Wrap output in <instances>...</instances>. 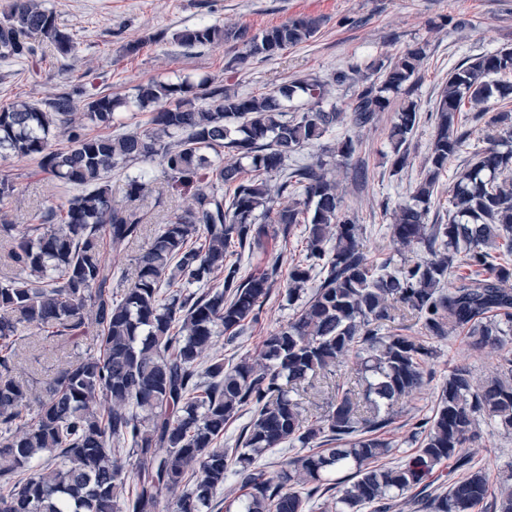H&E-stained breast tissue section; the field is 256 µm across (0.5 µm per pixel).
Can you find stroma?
<instances>
[{
    "label": "stroma",
    "instance_id": "35a3bbf8",
    "mask_svg": "<svg viewBox=\"0 0 512 512\" xmlns=\"http://www.w3.org/2000/svg\"><path fill=\"white\" fill-rule=\"evenodd\" d=\"M60 27L71 32L77 42L74 55H57L53 45L33 38L35 48L29 61L0 63V105L15 98L41 100L61 89L83 88L115 97L133 98L136 86L152 81L197 80L211 74L225 87L245 95H265L297 79L316 78L327 84V101L349 109L357 81L339 85L337 71L366 68L388 61L415 44H423V60L410 94L395 96V103L414 101L419 123L408 141V161L394 169L388 140L394 120L393 110L378 113L372 124L336 126L315 144L293 153L289 164L328 162L329 175L343 200L342 211L363 229L361 243L373 264L391 259L393 267L403 261L423 258L422 248L397 249L390 238V224L399 207L409 204L412 190L426 164L434 138L435 102L450 69L466 59L512 48V0H47ZM313 16L321 25L309 41L288 48L269 60L250 59L238 64L234 43L186 48L173 41L175 31L203 24H221L226 29L249 33L280 25L291 18ZM136 53H127L128 45ZM469 132L461 152L443 173L428 221H448V186L454 172L463 166L475 148L483 147L489 132L486 119L469 115ZM352 138L355 152L346 165L333 166L338 142ZM149 170L146 200V230L120 252L105 255L116 275L132 280L135 259L148 246L159 224L167 222L173 209L190 205L189 196L172 189L158 162L132 164L127 173H112L109 184L114 201H123L126 175ZM12 178L16 191L11 203L0 206V217L23 232L37 209L60 205L69 188L41 170L36 161L12 156L0 157V175ZM304 227L295 225L289 238L270 241L267 252H242L238 257L240 276L276 269L271 296L261 307L257 320L235 340L216 337L204 352V359H223L231 367L254 360L263 340L279 330L293 316L286 299L288 272L304 247ZM19 371L42 380L53 377L57 368L74 364L96 344L94 334L66 344L46 338L37 329L21 328ZM432 355L424 364V387L395 408L394 422L384 437L392 447L387 466L413 456L415 434L435 407L437 395L448 372L458 365L469 366L476 376H484L498 364L503 351L476 350L462 333L430 340ZM479 435L467 448L475 467L489 477V492L497 494L503 478L512 473V434L481 421Z\"/></svg>",
    "mask_w": 512,
    "mask_h": 512
}]
</instances>
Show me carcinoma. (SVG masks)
<instances>
[{
  "label": "carcinoma",
  "mask_w": 512,
  "mask_h": 512,
  "mask_svg": "<svg viewBox=\"0 0 512 512\" xmlns=\"http://www.w3.org/2000/svg\"><path fill=\"white\" fill-rule=\"evenodd\" d=\"M319 23L300 17L250 35L217 25L173 34L183 46H211L232 37L241 60L271 59L312 38ZM34 34L57 53L76 51L44 0H9L0 12V62L33 55ZM426 57L416 46L366 74L349 115L324 109V84L299 80L274 94L243 95L216 77L152 81L136 87L135 106L151 105V128L112 133L116 111L128 102L99 93L78 105L83 91H58L39 104L0 105V155L29 158L76 190L60 206L36 212L27 234L7 257L18 275L0 281V512H160L162 489L176 493L175 512H202L234 469L241 494L236 512H306L322 487L336 489L338 512H374L420 488L426 512H473L488 494V479L470 469L448 492L427 493L424 482L442 462L469 463L462 448L478 436L479 420L512 433V358L483 381L456 366L441 386L435 413L422 425L417 453L403 463L376 465L391 450L382 432L394 406L425 384L427 340L464 332L473 348H498L512 337V112L492 102L512 94L497 76L512 74V50L463 62L448 73L434 112L436 131L428 168L412 203L390 225L393 240L417 245L428 257L395 272L369 268L360 248L361 227L341 212L336 183L325 163L288 169V157L348 119L372 123L391 96L412 83ZM306 96V107L288 114L283 101ZM491 114L499 133L473 153L449 187L448 223L428 224L432 197L448 161L464 147L462 112ZM418 120L413 101L399 106L389 134L399 169ZM65 136L66 148L53 140ZM230 148L249 161L210 159ZM159 160L177 185L194 189L193 206L173 213L135 259L131 285L117 293L107 251H119L143 230L145 177L127 179L126 203L112 202L108 174L138 161ZM281 174L277 194L300 196L274 208L268 176ZM283 237L305 225L306 254L288 271V304L294 317L263 341L259 361L224 367L199 359L217 335L233 339L257 318L272 282L266 273L239 278L230 261L236 249L266 251L269 225ZM335 244L326 250L329 230ZM324 277L309 289L312 272ZM223 283L184 292L218 275ZM309 295L302 300L303 295ZM411 315L424 335L382 332V323ZM34 326L66 343L83 329L95 332L97 349L63 366L46 382L38 413L25 414L33 380L14 376L19 325ZM360 361L355 379L332 382L348 354ZM252 418L238 448H221L225 424L244 408ZM320 442L323 449L310 450ZM287 445L300 448L273 485L258 464ZM135 458L127 496L120 461ZM300 484L299 491L289 483Z\"/></svg>",
  "instance_id": "1"
}]
</instances>
